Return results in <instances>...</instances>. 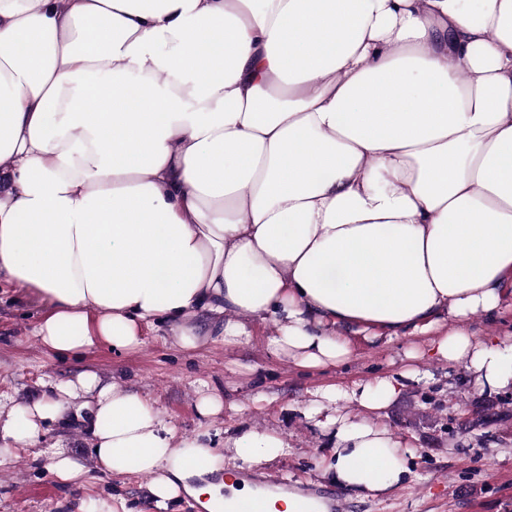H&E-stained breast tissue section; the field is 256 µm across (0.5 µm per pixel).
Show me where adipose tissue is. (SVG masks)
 Segmentation results:
<instances>
[{
    "instance_id": "1",
    "label": "adipose tissue",
    "mask_w": 512,
    "mask_h": 512,
    "mask_svg": "<svg viewBox=\"0 0 512 512\" xmlns=\"http://www.w3.org/2000/svg\"><path fill=\"white\" fill-rule=\"evenodd\" d=\"M0 273L57 356L160 327L192 351L204 311L228 347L270 323L302 368L422 336L407 358L512 390V0H0ZM417 377L320 391L333 483L408 482L380 418ZM75 407L101 471L160 506L289 448L246 428L224 457L86 371L0 402V464Z\"/></svg>"
}]
</instances>
